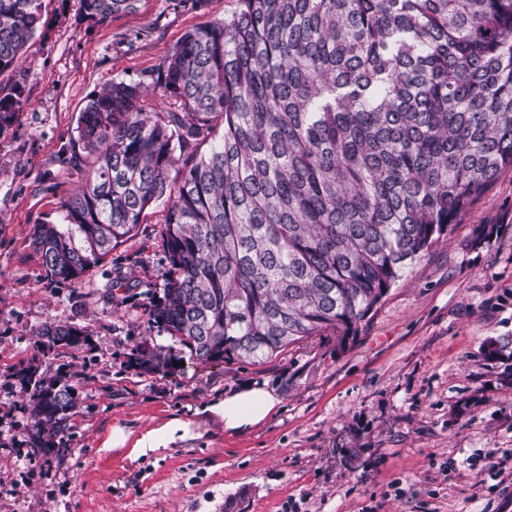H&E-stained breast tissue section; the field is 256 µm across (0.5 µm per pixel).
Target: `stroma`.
<instances>
[{"mask_svg":"<svg viewBox=\"0 0 512 512\" xmlns=\"http://www.w3.org/2000/svg\"><path fill=\"white\" fill-rule=\"evenodd\" d=\"M236 8L142 0L97 24L82 0H42L41 29L0 74V97L21 103L0 133V512H512V359L485 354L512 339V174L341 349L315 336L264 363H200L178 345L170 373L140 369L138 346L170 343L144 312L167 267L159 206L80 279L47 275L31 232L60 222L81 183L72 155L86 102L107 82L148 79L187 31ZM484 224L498 230L481 241ZM53 321L83 329L82 345L48 348L39 330ZM32 373L75 389L56 437L30 412ZM247 387L278 405L225 431L208 407ZM174 418L187 436L135 448Z\"/></svg>","mask_w":512,"mask_h":512,"instance_id":"stroma-1","label":"stroma"}]
</instances>
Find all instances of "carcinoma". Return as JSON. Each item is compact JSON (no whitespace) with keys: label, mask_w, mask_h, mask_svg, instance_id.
<instances>
[{"label":"carcinoma","mask_w":512,"mask_h":512,"mask_svg":"<svg viewBox=\"0 0 512 512\" xmlns=\"http://www.w3.org/2000/svg\"><path fill=\"white\" fill-rule=\"evenodd\" d=\"M141 0H82L105 23ZM185 34L152 78L86 103L63 223L36 224L48 275L78 280L164 207L167 260L148 321L207 363L264 362L313 336L358 335L414 260L512 173V0H237ZM40 0H0V73L40 27ZM20 102L0 98V133ZM210 144L192 164L191 144ZM49 346L83 331L44 325ZM173 348L137 349L167 373ZM55 434L67 383L28 379Z\"/></svg>","instance_id":"carcinoma-1"}]
</instances>
